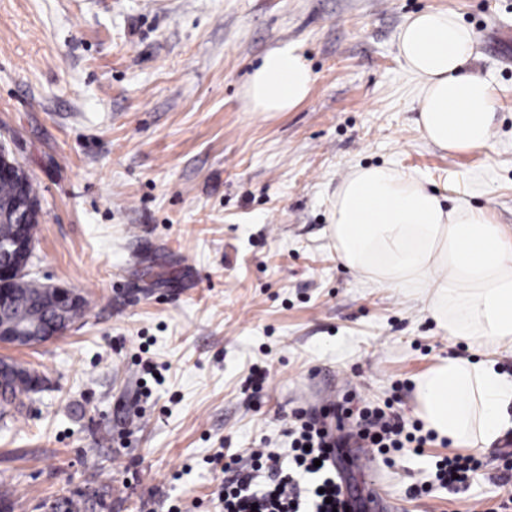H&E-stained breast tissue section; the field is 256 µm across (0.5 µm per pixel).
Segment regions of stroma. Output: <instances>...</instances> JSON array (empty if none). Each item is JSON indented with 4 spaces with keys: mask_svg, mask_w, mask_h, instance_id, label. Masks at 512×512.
<instances>
[{
    "mask_svg": "<svg viewBox=\"0 0 512 512\" xmlns=\"http://www.w3.org/2000/svg\"><path fill=\"white\" fill-rule=\"evenodd\" d=\"M448 10L495 88L490 149L448 154L416 119L398 56L409 16ZM512 0H0V141L36 185L33 271L87 305L60 338L0 345L36 372L26 422L0 421L12 512H214L220 453L287 458L294 413L348 393L416 421L414 380L450 342L422 303L336 259L332 200L355 165L421 179L512 228ZM314 83L268 118L239 95L270 48ZM165 380L143 398L139 358ZM268 369L262 391L253 365ZM432 441L391 461L337 449L360 512H512V429L468 488L409 495Z\"/></svg>",
    "mask_w": 512,
    "mask_h": 512,
    "instance_id": "obj_1",
    "label": "stroma"
}]
</instances>
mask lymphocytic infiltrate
Masks as SVG:
<instances>
[{
	"instance_id": "obj_1",
	"label": "lymphocytic infiltrate",
	"mask_w": 512,
	"mask_h": 512,
	"mask_svg": "<svg viewBox=\"0 0 512 512\" xmlns=\"http://www.w3.org/2000/svg\"><path fill=\"white\" fill-rule=\"evenodd\" d=\"M292 455L287 464L273 463L272 453L255 450L254 462L271 461L270 483L265 490L252 487V477L244 473L239 456H230L223 471L225 481L218 493L222 512H302L303 502L297 490L295 474L314 476L309 493L313 512H346L341 486L333 474L332 451L340 447L345 433H352L358 447L376 449L385 455L405 448L421 450L428 442L419 423H405L392 407L365 406L355 409L339 405L318 415L294 414ZM479 468L475 456L456 452L435 460L433 481L418 486V493L433 486L467 487Z\"/></svg>"
}]
</instances>
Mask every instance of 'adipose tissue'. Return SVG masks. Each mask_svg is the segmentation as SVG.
I'll use <instances>...</instances> for the list:
<instances>
[{"instance_id": "ef3b65f1", "label": "adipose tissue", "mask_w": 512, "mask_h": 512, "mask_svg": "<svg viewBox=\"0 0 512 512\" xmlns=\"http://www.w3.org/2000/svg\"><path fill=\"white\" fill-rule=\"evenodd\" d=\"M474 31L454 13L410 16L398 53L419 81L417 126L424 140L451 154L490 148L494 87L467 71ZM313 83L296 48L268 51L243 86L246 107L273 117L300 106ZM336 259L375 288L415 296L449 340L486 353L474 362L443 359L415 380L416 415L440 441L491 448L512 417V376L489 355L512 346V234L485 211L445 207L416 176L384 166H356L332 202Z\"/></svg>"}]
</instances>
